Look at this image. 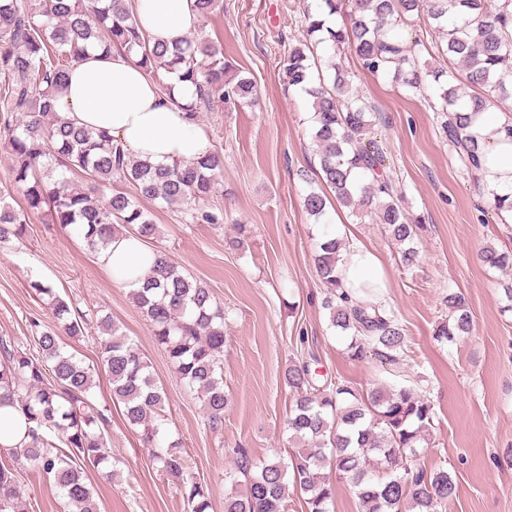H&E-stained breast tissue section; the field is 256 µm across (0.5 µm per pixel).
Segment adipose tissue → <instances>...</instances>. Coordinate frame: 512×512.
Wrapping results in <instances>:
<instances>
[{
	"label": "adipose tissue",
	"instance_id": "1",
	"mask_svg": "<svg viewBox=\"0 0 512 512\" xmlns=\"http://www.w3.org/2000/svg\"><path fill=\"white\" fill-rule=\"evenodd\" d=\"M140 27L152 41L175 46L201 17L194 0H132ZM173 95L163 94L156 80L143 71L135 53L88 49L70 70L59 114L75 125L104 130L115 145L131 156L156 165L172 166L203 156L210 149L205 128L184 112L196 88L167 75ZM471 131L481 145V186L485 193L512 194V114L487 111L475 115ZM155 259L152 250L131 236H116L97 255L100 268L113 280L136 289ZM346 290L370 294L385 302L386 273L379 256L358 245L340 263Z\"/></svg>",
	"mask_w": 512,
	"mask_h": 512
}]
</instances>
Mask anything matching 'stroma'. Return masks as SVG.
<instances>
[{"label":"stroma","instance_id":"35a3bbf8","mask_svg":"<svg viewBox=\"0 0 512 512\" xmlns=\"http://www.w3.org/2000/svg\"><path fill=\"white\" fill-rule=\"evenodd\" d=\"M223 10L205 18L196 34L221 44L224 57L254 82L258 100L237 106L215 101L197 121L211 148L221 150L224 169L206 199L222 211L220 224H191L180 211L159 202L143 207L159 237L149 248L166 251L184 271L211 288L224 308V427L210 431L197 393L175 377L163 348L127 288L100 269L94 253L73 233L28 221L21 241L0 244V336H26L29 317L50 320L48 298L36 296L31 281L52 286L57 296L80 309L111 317L146 354L166 395V431L181 441L192 471L210 492L211 512H224V472L230 448H247L253 460L293 449L286 429L291 396L284 372L294 360L300 336H307L312 363L321 378L365 390L381 381L413 389L434 406V429L420 451L427 468L445 466L457 477L456 496L441 512H512V312L505 310L502 286L511 269L485 265L489 246L512 249V224L489 208L474 172L459 161L428 100L426 86L408 92L388 76L366 72L354 54L341 62L375 107L373 129L384 146V172L404 205L422 220L416 266H402L397 247L379 224H361L348 210L328 208L321 222L304 210L308 182L315 178L310 105L289 88L280 62L301 33L298 0H223ZM342 222L350 245L379 255L387 276L388 312L405 330L399 369L380 371L367 355L347 353L348 340L329 329L321 306L325 289L312 254L323 230ZM249 230L248 246L231 251L226 237L236 225ZM460 293L473 326L456 341L435 340L447 320L448 293ZM66 347L93 371L98 405L111 408L107 450L117 471L108 478L88 468L99 512H188L179 487L153 463L139 433L112 401L110 378L101 364L100 332L88 326ZM22 512H65L50 478L35 468L23 473Z\"/></svg>","mask_w":512,"mask_h":512}]
</instances>
